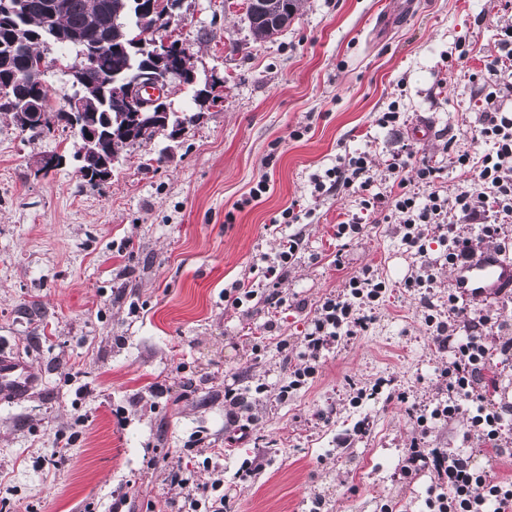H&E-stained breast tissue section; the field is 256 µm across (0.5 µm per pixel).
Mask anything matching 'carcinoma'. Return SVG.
<instances>
[{
    "mask_svg": "<svg viewBox=\"0 0 512 512\" xmlns=\"http://www.w3.org/2000/svg\"><path fill=\"white\" fill-rule=\"evenodd\" d=\"M50 0H0V114L8 115L18 129L33 137L49 135L63 120L62 112H43L41 123L27 126L19 119L28 108L35 94L48 98L45 83L37 84L19 78L21 73L35 70L40 46L55 27L63 30L64 43L60 47L68 52L67 63L79 58L84 47L108 42L98 49L94 66L83 71L81 84L70 86L71 93L64 97H91L94 106L86 124L98 131V143L102 152L116 155L121 149L134 145L123 138L125 128L124 102L112 97V81H121L138 71L145 63L143 51L134 49L127 40L138 23V0H65L66 9L58 17L50 14ZM262 0H247L246 17L255 39L264 41L277 30L274 18L281 14L294 16L300 9L301 0H269L270 17L264 18L258 8ZM100 11L98 27L88 25L91 13ZM168 130L161 131L166 137L171 132L185 130V124L200 119L196 112L189 117L181 116L164 103Z\"/></svg>",
    "mask_w": 512,
    "mask_h": 512,
    "instance_id": "cac0c4a2",
    "label": "carcinoma"
}]
</instances>
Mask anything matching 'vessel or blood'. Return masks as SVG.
I'll use <instances>...</instances> for the list:
<instances>
[{"label": "vessel or blood", "mask_w": 512, "mask_h": 512, "mask_svg": "<svg viewBox=\"0 0 512 512\" xmlns=\"http://www.w3.org/2000/svg\"><path fill=\"white\" fill-rule=\"evenodd\" d=\"M451 287L460 295L484 302L512 290V253L499 249L477 254L453 267ZM36 382L29 363L19 355H0V399L20 397Z\"/></svg>", "instance_id": "obj_1"}]
</instances>
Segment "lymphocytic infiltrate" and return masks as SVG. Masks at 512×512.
<instances>
[{
    "label": "lymphocytic infiltrate",
    "instance_id": "lymphocytic-infiltrate-1",
    "mask_svg": "<svg viewBox=\"0 0 512 512\" xmlns=\"http://www.w3.org/2000/svg\"><path fill=\"white\" fill-rule=\"evenodd\" d=\"M485 107L476 138L489 144L481 155L459 154L456 162L467 176L468 185L454 199L440 194L436 179L438 171L427 160L411 161L393 155L388 164L396 189L390 196L372 193V176L366 154L340 159L324 176L314 177L317 193L332 194L353 191L361 196L366 212H389L398 216L403 230L402 241L414 255L426 252L428 228L434 224L447 225L439 240L448 248L449 264L463 262L474 254L471 238L461 236L456 226H448L449 216L458 223L481 224V239H498L503 224L512 222V113L503 111L500 92L480 85ZM414 169L419 182L428 189L426 199H419L409 190L406 169ZM385 290L383 281L370 272H362L349 281V291L343 295H328L320 300L307 332L302 336L300 364L288 377V390L301 387L314 377L317 365L327 346L337 338L352 335L355 328L369 321L368 308L379 301ZM458 298L448 297V318L429 319L441 348L448 351V365L442 372L447 402L439 403L434 413L453 417L459 411V400L470 401L476 407L464 440H476L484 448L501 447L502 423L506 408L490 403L484 385V360L488 354V330L495 326V317L481 315L459 322ZM148 468L164 469L171 484L181 489L182 512H224L230 503L224 491V470L212 467L207 481L200 482L180 467L168 464L166 456L148 459ZM433 469L438 482L428 502L430 512H512V481H491L476 470L469 455L450 453L440 448L413 446L404 465L403 474Z\"/></svg>",
    "mask_w": 512,
    "mask_h": 512
}]
</instances>
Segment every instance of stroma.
Listing matches in <instances>:
<instances>
[{"label":"stroma","instance_id":"stroma-1","mask_svg":"<svg viewBox=\"0 0 512 512\" xmlns=\"http://www.w3.org/2000/svg\"><path fill=\"white\" fill-rule=\"evenodd\" d=\"M245 2L184 0L173 35L199 83L222 80L219 97L178 141L123 149L104 186L86 184L71 161L38 172L42 155L74 152V132L33 138L0 114V350L22 355L37 377L0 400V499L23 512H83L89 502L108 512L126 482L129 512H178V488L144 459L170 453L204 480L198 442L223 449L234 512H426L437 477L403 475L404 458L419 436L429 448L463 443L467 412L424 425L412 413L443 395L448 354L425 317L448 316L444 248L410 254L398 218L364 212L352 193L318 194L310 177L364 152L372 190L386 196L388 161L406 146L439 167L444 195L455 196L457 155L482 149L471 77L497 83L485 64L512 8L302 0L287 29L258 42ZM394 102L397 127L379 126ZM423 120L430 134L414 138ZM298 128L304 136L292 138ZM262 177L266 193L249 201ZM291 205L299 223L273 226ZM351 217L364 232L337 238ZM292 235L299 249L274 308L262 259ZM365 268L386 284L373 323L281 397L318 300ZM425 269L430 287L407 288ZM240 282L256 295L237 307L224 290ZM228 387L248 397L249 430L224 399ZM61 437L73 440L71 461L57 470ZM247 461L251 477L235 480Z\"/></svg>","mask_w":512,"mask_h":512}]
</instances>
